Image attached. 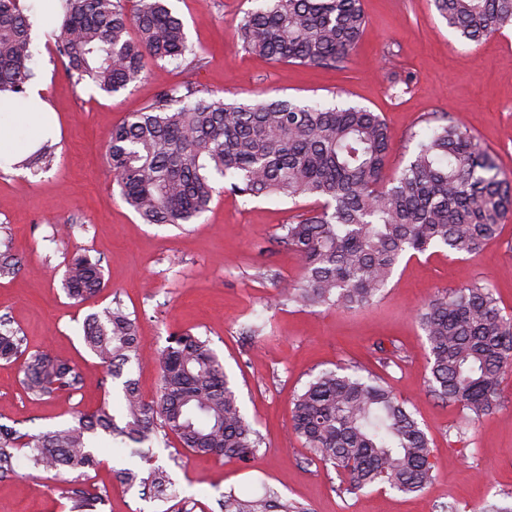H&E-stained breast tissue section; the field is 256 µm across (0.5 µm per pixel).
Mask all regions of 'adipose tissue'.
Listing matches in <instances>:
<instances>
[{
    "label": "adipose tissue",
    "mask_w": 512,
    "mask_h": 512,
    "mask_svg": "<svg viewBox=\"0 0 512 512\" xmlns=\"http://www.w3.org/2000/svg\"><path fill=\"white\" fill-rule=\"evenodd\" d=\"M42 87L39 83H32L28 90V97L23 102H0V165L14 163L16 159L13 139L16 134L13 116L17 110H25L29 121L28 142L38 145L43 140L54 137L56 127L51 113L42 109L40 99Z\"/></svg>",
    "instance_id": "ef3b65f1"
}]
</instances>
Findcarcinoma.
I'll use <instances>...</instances> for the list:
<instances>
[{"label":"carcinoma","instance_id":"1","mask_svg":"<svg viewBox=\"0 0 512 512\" xmlns=\"http://www.w3.org/2000/svg\"><path fill=\"white\" fill-rule=\"evenodd\" d=\"M237 27L249 53L274 63L343 68L367 18L362 0H262ZM435 10L465 43H478L512 27V0H432ZM61 16L49 37L75 82L112 96L149 76L145 60L198 69L188 57L183 21L167 0H60ZM32 22L20 0H0V95L26 97L35 73ZM392 136L381 115L361 107L268 99L230 101L194 82L163 84L153 102L112 128L106 159L122 200L145 224L181 228L208 211L214 196L229 192L260 197L314 198L319 206L279 227L280 246L302 267L285 299L305 308L344 310L371 306L396 266L433 248L473 256L497 240L512 214V185L499 178L494 158L476 137L443 113L407 165L387 176ZM48 143L24 160L45 170ZM224 187H217L218 181ZM22 260L0 238V278L15 276ZM63 288L83 303L102 292L101 261L75 252L65 265ZM429 346L428 389L461 407L465 434L498 402V386L512 367V314L499 307L492 288L473 284L442 293L417 312ZM84 342L122 381L120 408L104 400L71 424L37 434L0 423V479L18 475L19 452L29 468L65 482L100 464L97 438L151 461L154 445L178 441L186 453L213 455L243 467L255 461L259 434L247 421L224 363L210 341L190 333L168 336L156 356L157 394L145 399L124 366L143 352L136 315L118 301L91 313ZM23 359L22 386L42 398L77 391L78 371L46 353L23 348V337L0 316V359ZM292 427L311 458L347 478L349 490L388 485L405 494L432 478L428 434L384 378L319 372L297 394ZM124 484L165 495L169 476L152 468L143 477L116 471ZM69 512H96L101 496L71 491ZM222 512H312L268 488L258 497L232 493Z\"/></svg>","mask_w":512,"mask_h":512}]
</instances>
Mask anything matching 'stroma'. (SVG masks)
<instances>
[{
	"label": "stroma",
	"instance_id": "stroma-1",
	"mask_svg": "<svg viewBox=\"0 0 512 512\" xmlns=\"http://www.w3.org/2000/svg\"><path fill=\"white\" fill-rule=\"evenodd\" d=\"M258 0H170L188 41L204 59L196 72L171 68L166 79L197 82L226 98L252 104L275 97L326 105H356L381 114L392 135L387 169L405 166L433 115L446 112L491 153L502 178L512 182V28L477 44L463 43L431 0H363L367 26L342 69L271 64L245 52L235 28ZM32 67L44 78L43 96L59 135L50 169H0V227L10 234L23 266L0 279V316L19 330L29 351H46L74 366L77 392L37 400L22 384L19 362L0 360V422L21 432L47 431L117 402L120 382L108 376L83 340L82 323L120 300L138 317L145 353L170 333L208 338L224 362L247 420L261 437L258 456L244 468L209 455L157 448L169 493L220 512L224 493L248 498L269 487L314 512H479L486 503L512 506V369L500 384L496 411L458 437L457 406L428 390L429 348L415 311L435 295L481 282L500 308L512 313V218L497 242L475 257L443 249L402 260L382 298L364 310L300 308L280 301L281 289L300 279V266L279 247L280 225L313 208L314 199L249 202L222 193L195 223L176 228L145 224L124 203L106 164L109 133L140 111L159 87L145 79L108 96L75 84L42 30L33 37ZM84 249L101 259L106 289L77 304L62 289L65 263ZM263 325L260 335L247 328ZM399 351L400 365L383 372L390 388L431 440L432 480L418 493L365 488L346 492L329 465L311 460L291 427L294 397L319 372L344 366L359 374L381 372L377 347ZM96 470L76 487L105 492L102 512H166L165 499L142 495L119 482L125 449L101 439ZM63 483L20 465L0 480V512H68Z\"/></svg>",
	"mask_w": 512,
	"mask_h": 512
}]
</instances>
